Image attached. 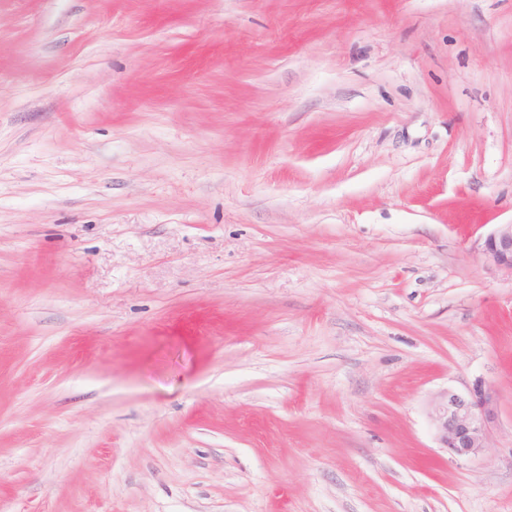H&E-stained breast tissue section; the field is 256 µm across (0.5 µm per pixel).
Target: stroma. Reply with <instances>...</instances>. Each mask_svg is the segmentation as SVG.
Masks as SVG:
<instances>
[{
    "mask_svg": "<svg viewBox=\"0 0 512 512\" xmlns=\"http://www.w3.org/2000/svg\"><path fill=\"white\" fill-rule=\"evenodd\" d=\"M511 223L512 0H0V512H512ZM481 252L489 267L512 274V224H501L486 237ZM496 416L492 392L480 386L468 395L443 392L434 404L431 419L441 448H447L455 458L471 459L486 448Z\"/></svg>",
    "mask_w": 512,
    "mask_h": 512,
    "instance_id": "1",
    "label": "stroma"
}]
</instances>
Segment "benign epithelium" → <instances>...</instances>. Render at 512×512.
<instances>
[{
  "instance_id": "7a95c632",
  "label": "benign epithelium",
  "mask_w": 512,
  "mask_h": 512,
  "mask_svg": "<svg viewBox=\"0 0 512 512\" xmlns=\"http://www.w3.org/2000/svg\"><path fill=\"white\" fill-rule=\"evenodd\" d=\"M481 252L486 264L512 274V224H501L486 237ZM497 416V403L488 389L468 395L443 392L434 404L432 424L442 447L458 459L478 456L486 447Z\"/></svg>"
}]
</instances>
